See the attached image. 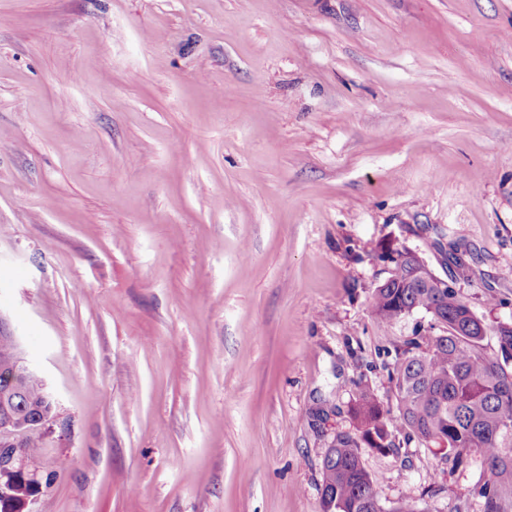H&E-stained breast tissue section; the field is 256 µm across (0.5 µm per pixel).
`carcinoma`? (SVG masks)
Segmentation results:
<instances>
[{
	"label": "carcinoma",
	"mask_w": 512,
	"mask_h": 512,
	"mask_svg": "<svg viewBox=\"0 0 512 512\" xmlns=\"http://www.w3.org/2000/svg\"><path fill=\"white\" fill-rule=\"evenodd\" d=\"M422 310L439 328L417 336L396 355L391 379L396 407L368 385L348 406L353 431L336 434L322 463L323 512H419L410 498L386 510L367 472L361 449L384 454L400 447L399 436L427 448H444L455 466L471 456L487 473L479 486L483 512H512V324L497 327L502 359L481 347L485 324L452 288H440L419 261H394L387 280L371 293V312L389 325ZM48 391L14 354L12 340L0 337V404L28 423L29 448L43 444L45 432L31 423Z\"/></svg>",
	"instance_id": "1"
}]
</instances>
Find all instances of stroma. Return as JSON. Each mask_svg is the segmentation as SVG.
<instances>
[{"mask_svg":"<svg viewBox=\"0 0 512 512\" xmlns=\"http://www.w3.org/2000/svg\"><path fill=\"white\" fill-rule=\"evenodd\" d=\"M395 239L512 324V0H0V314L57 416L24 512H322L395 399ZM364 465L480 512L478 459Z\"/></svg>","mask_w":512,"mask_h":512,"instance_id":"obj_1","label":"stroma"}]
</instances>
